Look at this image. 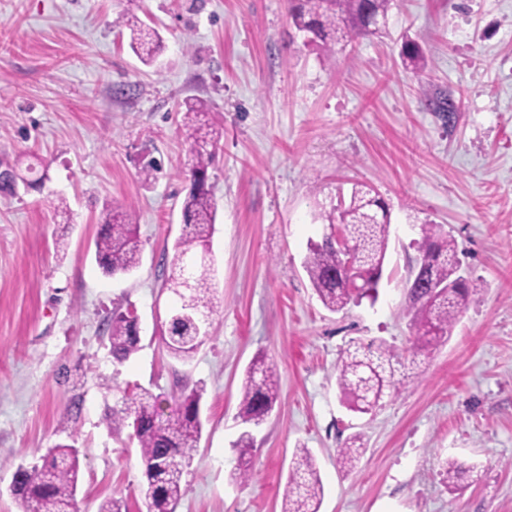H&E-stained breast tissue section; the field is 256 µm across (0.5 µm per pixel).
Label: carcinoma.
<instances>
[{"instance_id": "cac0c4a2", "label": "carcinoma", "mask_w": 512, "mask_h": 512, "mask_svg": "<svg viewBox=\"0 0 512 512\" xmlns=\"http://www.w3.org/2000/svg\"><path fill=\"white\" fill-rule=\"evenodd\" d=\"M393 0H289L288 13L295 31L304 43L323 46L333 58V46L359 35L375 36L382 27L370 22L375 17L386 20ZM130 46L145 61L161 50L162 39L149 32L138 19L126 21ZM405 65L417 70L422 55L419 47L405 43ZM183 123L190 141L188 174L192 184L182 202L184 232L176 241L170 262L169 289L178 297L162 336L169 352L186 360L203 343L207 323L216 303L212 295L208 262L201 255L210 251V239L216 219L215 202L210 189L208 169L214 158L213 148L219 131L208 118L205 106L196 99L184 103ZM319 219L329 227L343 225L357 261L350 273L342 265L340 253L326 241L310 244L304 268L325 308L339 312L364 298H376L384 271L389 243L388 207L366 183L352 187L350 199L343 207H321ZM420 249H436L432 272L426 284L408 289L405 314L417 336V351H430L441 344L468 299L467 287L459 286L460 258L455 241L441 233L438 224L422 227ZM95 259L108 277L126 275L140 263L138 225L134 212L125 209L106 219L95 243ZM112 358L121 363L138 350L140 334L133 311H114L109 320ZM398 353L389 345L357 346L345 352L341 361L338 386L349 408L367 414L388 394ZM202 389L184 394L177 408L164 409L165 400L147 389L124 394L121 403L112 407V426L130 429L137 440L143 465L142 493L148 512H175L184 495L182 478L192 465L202 437L203 421L200 401ZM279 398L275 368L257 356L246 372L242 387L239 418L248 426L261 425ZM359 437L340 450L339 463L351 468L360 457ZM240 449L239 465L231 478L241 483L251 475L245 460L253 447V434L243 431L234 444ZM475 467L455 460L446 462L448 489L457 492L469 485ZM21 486L14 496L21 512H67L73 507L79 479V450L71 445L49 449L42 463L19 465L16 470ZM324 495L323 485L307 448L293 454L284 490L283 512H319Z\"/></svg>"}]
</instances>
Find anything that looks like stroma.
Masks as SVG:
<instances>
[{
	"label": "stroma",
	"mask_w": 512,
	"mask_h": 512,
	"mask_svg": "<svg viewBox=\"0 0 512 512\" xmlns=\"http://www.w3.org/2000/svg\"><path fill=\"white\" fill-rule=\"evenodd\" d=\"M154 28L152 65L124 16ZM416 42L425 67L401 59ZM451 96L453 120L427 106ZM223 132L209 183L218 307L190 359L161 340L176 298L164 253L182 232L189 144L184 100ZM155 163L150 177L142 168ZM0 512L18 465L80 450L75 512L124 497L147 512L140 449L113 432V405L144 388L175 407L202 386L204 423L176 512H281L295 449L324 487L320 512H512V0H395L385 34L304 45L287 0H0ZM390 206L377 301H318L304 261L320 204L353 183ZM132 207L141 248L130 275L104 276L94 241ZM425 224L440 225L478 288L446 342L415 353L403 313ZM134 309L139 350L116 363L104 322ZM380 342L406 375L368 414L337 384L347 348ZM276 368L280 396L253 430L252 479L232 481L245 370ZM360 436L355 468L340 448ZM481 479L450 492L443 466Z\"/></svg>",
	"instance_id": "35a3bbf8"
}]
</instances>
